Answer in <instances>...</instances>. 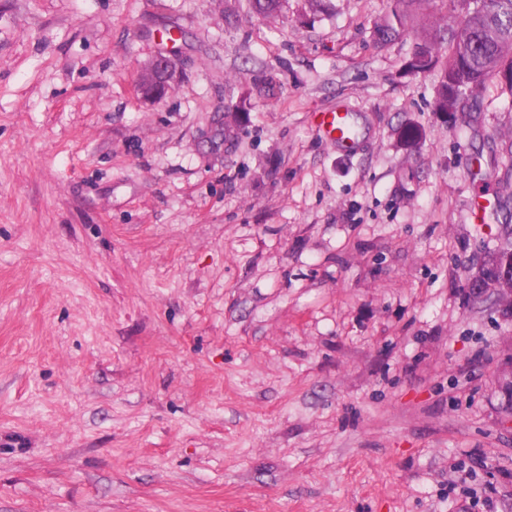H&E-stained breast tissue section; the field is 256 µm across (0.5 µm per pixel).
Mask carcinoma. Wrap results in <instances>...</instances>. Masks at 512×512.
Masks as SVG:
<instances>
[{
	"label": "carcinoma",
	"instance_id": "cac0c4a2",
	"mask_svg": "<svg viewBox=\"0 0 512 512\" xmlns=\"http://www.w3.org/2000/svg\"><path fill=\"white\" fill-rule=\"evenodd\" d=\"M280 0H251L257 15L271 19ZM448 34L441 50L437 34ZM415 42L405 68L411 74L437 73L434 112L441 116L463 112L491 80L512 95V81L499 74L512 71V0H387L374 22L377 44L389 46L409 34ZM512 241L494 251L477 279L502 263Z\"/></svg>",
	"mask_w": 512,
	"mask_h": 512
}]
</instances>
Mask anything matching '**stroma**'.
Segmentation results:
<instances>
[{"mask_svg": "<svg viewBox=\"0 0 512 512\" xmlns=\"http://www.w3.org/2000/svg\"><path fill=\"white\" fill-rule=\"evenodd\" d=\"M332 4L0 0V512H512V96ZM178 75V62L175 56L160 53L142 69L137 87L144 97L160 99L166 95ZM316 116L318 126L327 138L341 145L354 142L356 130L350 127L347 113L319 112Z\"/></svg>", "mask_w": 512, "mask_h": 512, "instance_id": "obj_1", "label": "stroma"}]
</instances>
